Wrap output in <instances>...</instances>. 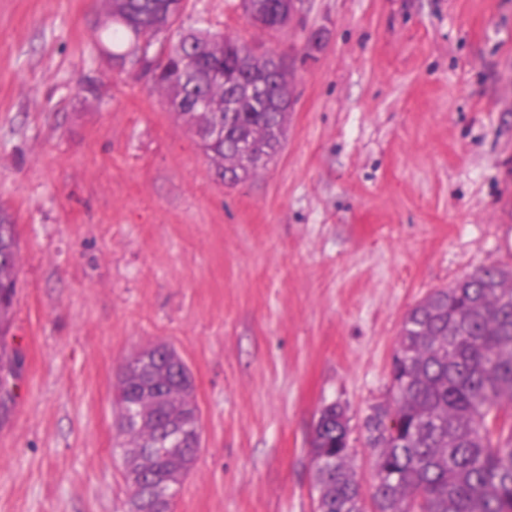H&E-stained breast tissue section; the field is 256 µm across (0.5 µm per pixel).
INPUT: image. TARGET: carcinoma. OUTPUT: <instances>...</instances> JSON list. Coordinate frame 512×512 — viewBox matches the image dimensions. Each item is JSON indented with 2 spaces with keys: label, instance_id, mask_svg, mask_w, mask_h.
Instances as JSON below:
<instances>
[{
  "label": "carcinoma",
  "instance_id": "carcinoma-1",
  "mask_svg": "<svg viewBox=\"0 0 512 512\" xmlns=\"http://www.w3.org/2000/svg\"><path fill=\"white\" fill-rule=\"evenodd\" d=\"M111 19L112 62L146 70L161 43L167 67L154 87L194 128L224 181L237 184L263 170L286 137L292 105L288 72L265 99L236 97L233 76L260 65L252 48L208 28L170 38L181 0H104ZM241 0L247 16L266 12L257 28L286 27L292 0ZM16 225L0 212V377L15 372L2 336L16 291ZM120 445L132 512L157 505L151 487L177 488L194 468L200 411L182 358L167 345L145 362L138 353L118 382ZM512 271L482 267L430 292L404 317L390 364L386 403L365 420L375 456L372 512H512ZM164 448L162 456L150 450ZM309 457L315 512H367L352 468L346 407H322Z\"/></svg>",
  "mask_w": 512,
  "mask_h": 512
}]
</instances>
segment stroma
<instances>
[{
  "label": "stroma",
  "instance_id": "35a3bbf8",
  "mask_svg": "<svg viewBox=\"0 0 512 512\" xmlns=\"http://www.w3.org/2000/svg\"><path fill=\"white\" fill-rule=\"evenodd\" d=\"M183 27L285 57L274 162L229 185L136 68L101 0H0V208L18 234L0 512H129L115 402L174 347L201 414L171 512H313L309 441L385 402L406 313L512 268V0H304L281 31L240 0Z\"/></svg>",
  "mask_w": 512,
  "mask_h": 512
}]
</instances>
